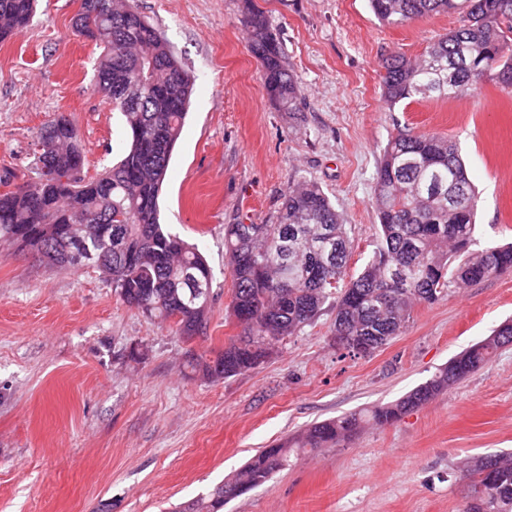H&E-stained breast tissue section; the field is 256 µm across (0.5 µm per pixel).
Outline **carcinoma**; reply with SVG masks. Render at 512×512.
Returning a JSON list of instances; mask_svg holds the SVG:
<instances>
[{"mask_svg":"<svg viewBox=\"0 0 512 512\" xmlns=\"http://www.w3.org/2000/svg\"><path fill=\"white\" fill-rule=\"evenodd\" d=\"M37 0H0V42L21 34ZM383 24L400 25L440 13L460 24L430 42L415 58L383 60L382 95L394 107L405 101L450 98L486 79L512 86V0H369ZM247 36L260 60L266 89L279 105L300 111L302 89L283 61L282 43L265 15L245 0ZM74 30L102 48L95 64L97 89L121 112L127 146L121 159L97 177L63 184L85 164L79 135L64 116L62 132L39 137L36 170L50 163L57 178L36 177L0 194V236L32 249L56 242L74 227L91 244L92 265L108 275L115 293L144 315L171 322L189 339L203 333L213 294L212 271L196 247L160 224L159 196L185 125L194 77L135 0H81ZM373 205L379 221L374 250L357 276L347 278L350 243L342 214L316 183L300 179L288 191L275 224H226L224 249L233 282L231 314L243 335L218 361L195 359L194 370L220 381L264 361L265 350L299 335L323 306L336 302V345L371 354L399 335L414 307L437 301L453 286L480 282L512 269V246L476 245L478 192L456 142L437 133L398 130L377 165ZM112 225V242L99 240ZM512 343L504 323L462 354L459 371L444 369L400 401L372 410L391 424L437 392L488 364ZM363 416L313 425L301 447H333L357 430ZM288 445L265 448L230 479L180 512H224L231 499L286 468ZM480 503L465 512H512V455L495 456L482 474Z\"/></svg>","mask_w":512,"mask_h":512,"instance_id":"obj_1","label":"carcinoma"}]
</instances>
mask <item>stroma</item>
I'll return each instance as SVG.
<instances>
[{
	"label": "stroma",
	"mask_w": 512,
	"mask_h": 512,
	"mask_svg": "<svg viewBox=\"0 0 512 512\" xmlns=\"http://www.w3.org/2000/svg\"><path fill=\"white\" fill-rule=\"evenodd\" d=\"M81 0H39L0 42V173L35 177L38 138L64 115L85 171L125 149L120 112L94 85L95 44L75 33ZM301 84L287 112L264 86L244 0H137L196 84L160 200L166 229L198 245L213 274L203 335L186 339L112 291L95 267H50L0 239V512H173L261 449L288 442V467L224 512H462L467 461L512 453V344L397 422H363L313 451L314 423L393 403L512 322V272L416 305L399 336L365 356L336 346L334 303L258 367L211 382L193 358L240 336L230 314L228 224H272L294 180L317 182L342 213L356 275L379 233L375 171L397 127L456 141L479 192L481 244L512 243V87L483 80L462 96L389 106L381 62L413 58L459 16L380 23L367 0H253Z\"/></svg>",
	"instance_id": "obj_1"
}]
</instances>
